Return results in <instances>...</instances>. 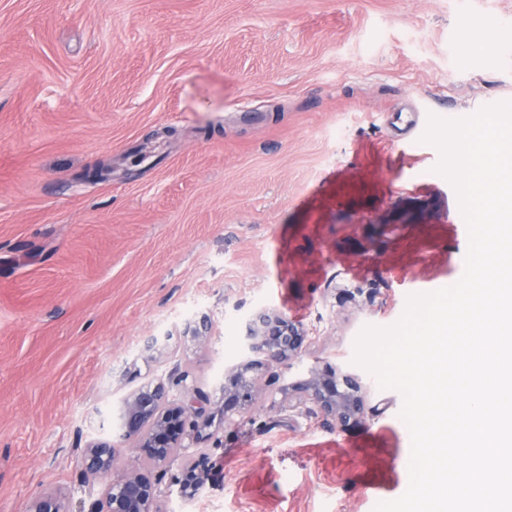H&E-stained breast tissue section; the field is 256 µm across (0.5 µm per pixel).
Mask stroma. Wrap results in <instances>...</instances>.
Returning <instances> with one entry per match:
<instances>
[{"mask_svg": "<svg viewBox=\"0 0 512 512\" xmlns=\"http://www.w3.org/2000/svg\"><path fill=\"white\" fill-rule=\"evenodd\" d=\"M502 102L512 0H0V512H90L106 482L82 449L158 383L196 385L211 420L196 495L187 454L148 464L159 512L400 497L402 397L355 341L462 277L467 227L422 136ZM261 310L310 340L225 412ZM315 371L362 375L361 414L325 417L298 389Z\"/></svg>", "mask_w": 512, "mask_h": 512, "instance_id": "stroma-1", "label": "stroma"}]
</instances>
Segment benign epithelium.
Segmentation results:
<instances>
[{"label": "benign epithelium", "instance_id": "7a95c632", "mask_svg": "<svg viewBox=\"0 0 512 512\" xmlns=\"http://www.w3.org/2000/svg\"><path fill=\"white\" fill-rule=\"evenodd\" d=\"M306 339L305 333L286 318L260 312L247 320L243 345L246 357L237 369L253 367L252 354L270 359L294 356ZM302 390L311 392L324 414L342 422L362 410V385L355 374H345L338 380L314 371ZM123 401L121 438L134 442V448L145 452L151 461L164 462L186 448L189 426L196 432V440L205 438L209 399L194 385L185 388L174 404L166 403L161 384L132 393ZM81 459L86 474L108 477L112 473L111 440L102 435L91 439ZM155 499V485L142 471L137 458L125 474L109 480L103 497L95 502L91 512H156Z\"/></svg>", "mask_w": 512, "mask_h": 512}]
</instances>
